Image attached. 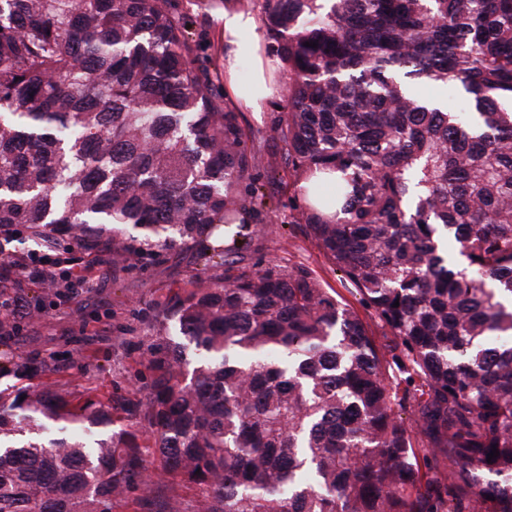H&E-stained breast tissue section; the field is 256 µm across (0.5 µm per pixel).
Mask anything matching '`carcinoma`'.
Here are the masks:
<instances>
[{
  "label": "carcinoma",
  "mask_w": 512,
  "mask_h": 512,
  "mask_svg": "<svg viewBox=\"0 0 512 512\" xmlns=\"http://www.w3.org/2000/svg\"><path fill=\"white\" fill-rule=\"evenodd\" d=\"M252 2L286 66L293 222L406 377L312 271L253 261L276 162L202 80L185 15L0 0V230L198 266L156 303L129 428L101 429L114 405L89 395L0 388V512H112L132 488L135 512H180L145 440L201 512H512V0ZM60 287L36 285L33 313Z\"/></svg>",
  "instance_id": "cac0c4a2"
}]
</instances>
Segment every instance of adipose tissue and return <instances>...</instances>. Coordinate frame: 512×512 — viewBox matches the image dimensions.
<instances>
[{"label":"adipose tissue","instance_id":"1","mask_svg":"<svg viewBox=\"0 0 512 512\" xmlns=\"http://www.w3.org/2000/svg\"><path fill=\"white\" fill-rule=\"evenodd\" d=\"M259 24L257 15L247 8L230 7L223 16L224 36V70L226 75H233L239 57L250 56L255 64L256 81L250 91H243L237 84H230L229 89L237 102L251 112L262 111L266 102L274 98L276 90L271 82L269 60L263 56L259 40L243 42L242 35L255 30Z\"/></svg>","mask_w":512,"mask_h":512}]
</instances>
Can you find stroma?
<instances>
[{
  "mask_svg": "<svg viewBox=\"0 0 512 512\" xmlns=\"http://www.w3.org/2000/svg\"><path fill=\"white\" fill-rule=\"evenodd\" d=\"M245 2L171 0L172 7L191 20L193 38L199 46L196 64L219 90L224 87L220 16L225 7ZM269 191L278 211L274 223L257 227L260 260L283 259L313 270L323 287L334 289L345 303L357 307L380 355L390 356L395 336L379 323L372 310L360 306L354 287L306 236L302 226L292 223L288 203L293 188L283 183L270 186ZM0 252L59 260L60 270L75 285L72 293L52 299L35 326L11 337L12 349L54 363L56 370L47 379L65 390H90L118 404L141 398L149 379L146 348L152 336L147 325L154 306L168 289L189 281L194 268L172 261L136 262L116 272L106 253L74 247L62 254L30 239L16 238L0 244ZM82 269L89 275L81 283L76 273Z\"/></svg>",
  "mask_w": 512,
  "mask_h": 512,
  "instance_id": "1",
  "label": "stroma"
}]
</instances>
